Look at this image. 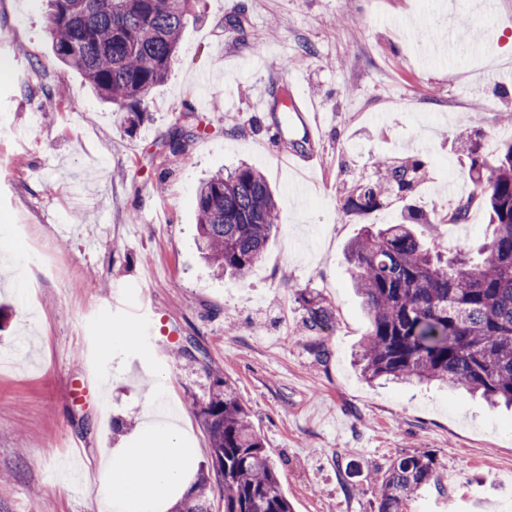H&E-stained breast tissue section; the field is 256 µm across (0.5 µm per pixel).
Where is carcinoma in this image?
<instances>
[{
	"label": "carcinoma",
	"mask_w": 512,
	"mask_h": 512,
	"mask_svg": "<svg viewBox=\"0 0 512 512\" xmlns=\"http://www.w3.org/2000/svg\"><path fill=\"white\" fill-rule=\"evenodd\" d=\"M46 31L56 58L78 70L101 98L139 116L140 105L168 77L190 0H48ZM483 131L461 140L462 168L474 185L467 199L448 201V222L466 219L474 199L490 231L477 251L445 253L415 225L430 215L408 204L401 219L367 228L349 246L353 286L369 321L355 355L369 380L444 383L489 405L512 408V141L484 155ZM379 177L345 192L343 211L363 215L423 180L417 155L378 161ZM199 248L219 272L242 278L259 261L278 206L262 172L241 164L203 180L196 193ZM332 312L308 308L306 327L330 326ZM210 441L208 468L197 474L174 512H293L280 473L254 431L234 388L216 379L208 397L192 399ZM440 487L438 463L426 452L396 458L381 476L376 512H403L408 501Z\"/></svg>",
	"instance_id": "carcinoma-1"
}]
</instances>
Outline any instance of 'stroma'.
I'll list each match as a JSON object with an SVG mask.
<instances>
[{"label":"stroma","instance_id":"1","mask_svg":"<svg viewBox=\"0 0 512 512\" xmlns=\"http://www.w3.org/2000/svg\"><path fill=\"white\" fill-rule=\"evenodd\" d=\"M45 11L46 0H0L13 41L0 50V257L19 252L15 227L28 224L68 274L30 295L21 286L36 263L0 266V512H99L95 469L137 438L158 377L141 357H117L98 382L88 323L143 306L165 328L150 348L194 464L209 440L190 400L223 378L294 512H375L373 473L409 452L435 456L443 483L406 512H505L496 489L512 486V412L446 387L366 381L351 355L369 323L344 254L408 203L438 215L417 230L448 251L483 238L481 203L462 223L443 216L449 177H464L457 140L477 127L486 151L512 140V64L500 52L512 0H193L171 71L133 125L56 59ZM285 91L315 98L323 119L320 161L293 181L282 173L292 143L272 136ZM197 96L222 114L195 109ZM416 153L428 166L410 199L343 212L344 190L376 160ZM242 163L275 189L278 221L252 270L222 278L197 248L196 191ZM309 299L332 309L329 329L304 330Z\"/></svg>","mask_w":512,"mask_h":512}]
</instances>
